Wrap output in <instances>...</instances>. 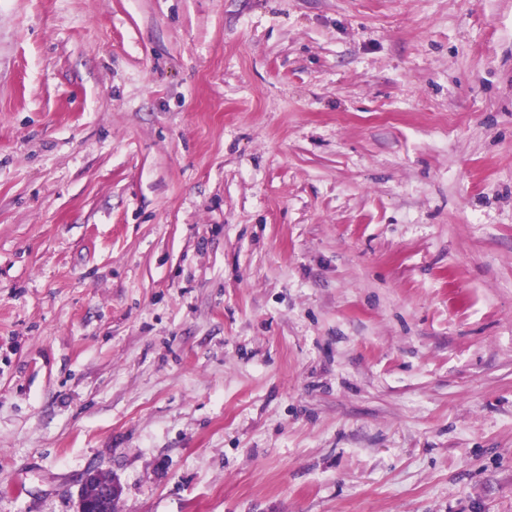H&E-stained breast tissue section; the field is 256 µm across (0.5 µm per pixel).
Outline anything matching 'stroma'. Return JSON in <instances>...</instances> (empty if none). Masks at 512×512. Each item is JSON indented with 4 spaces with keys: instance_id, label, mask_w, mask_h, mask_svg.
Wrapping results in <instances>:
<instances>
[{
    "instance_id": "stroma-1",
    "label": "stroma",
    "mask_w": 512,
    "mask_h": 512,
    "mask_svg": "<svg viewBox=\"0 0 512 512\" xmlns=\"http://www.w3.org/2000/svg\"><path fill=\"white\" fill-rule=\"evenodd\" d=\"M512 512V0H0V512ZM85 487L94 488L93 495L84 493ZM123 488L113 476L98 470L86 473L78 497L77 512H112L121 499Z\"/></svg>"
}]
</instances>
